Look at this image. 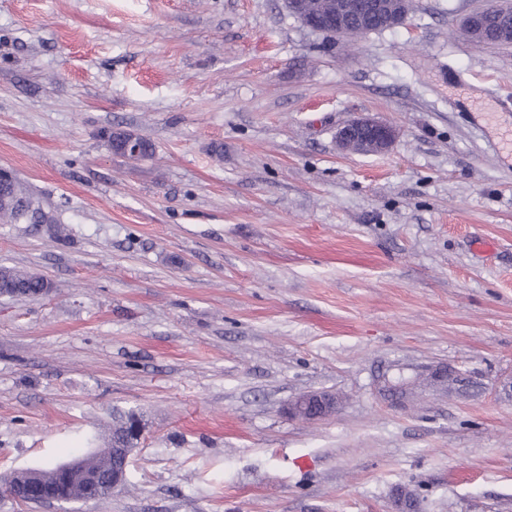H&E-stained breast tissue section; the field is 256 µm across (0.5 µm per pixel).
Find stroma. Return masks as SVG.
Returning <instances> with one entry per match:
<instances>
[{
	"label": "stroma",
	"instance_id": "35a3bbf8",
	"mask_svg": "<svg viewBox=\"0 0 512 512\" xmlns=\"http://www.w3.org/2000/svg\"><path fill=\"white\" fill-rule=\"evenodd\" d=\"M486 3L332 38L285 0H0V168L51 218L0 223V266L51 284L0 297V478L132 411L131 485L67 512H512V44L461 29ZM358 115L388 151L339 149ZM309 391L335 412L290 417Z\"/></svg>",
	"mask_w": 512,
	"mask_h": 512
}]
</instances>
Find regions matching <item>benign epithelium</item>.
<instances>
[{"mask_svg":"<svg viewBox=\"0 0 512 512\" xmlns=\"http://www.w3.org/2000/svg\"><path fill=\"white\" fill-rule=\"evenodd\" d=\"M288 10L301 20V24L313 33H341L346 28L364 27L374 15H381L386 26L393 29L405 23L408 12L405 0H339L336 10L321 18L308 17L303 13V0H287ZM397 136L396 130L370 117H358L343 126L337 133L340 149L364 154L387 151ZM336 409V398L328 393L310 391L298 396L290 403L289 413L302 420H315L332 414ZM131 448L119 451L120 460L105 475L92 474L83 466L82 459L56 464L48 469H24L15 471L9 480L8 494L11 498L48 505L72 502L67 490L72 483H82L87 488L85 502L97 499L102 487L116 489L129 473Z\"/></svg>","mask_w":512,"mask_h":512,"instance_id":"obj_1","label":"benign epithelium"}]
</instances>
